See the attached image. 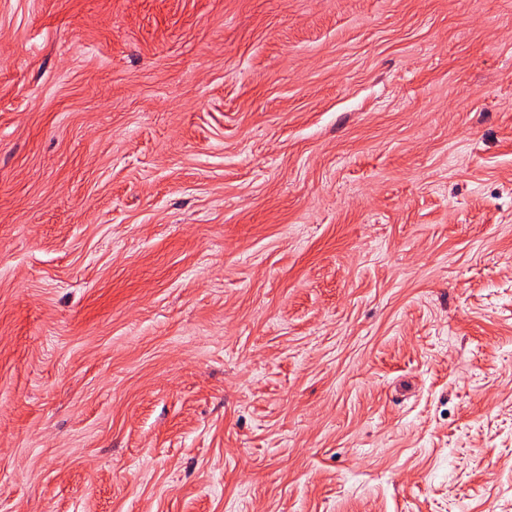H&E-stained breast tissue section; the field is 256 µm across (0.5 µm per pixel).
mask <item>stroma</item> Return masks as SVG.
I'll use <instances>...</instances> for the list:
<instances>
[{"label":"stroma","instance_id":"1","mask_svg":"<svg viewBox=\"0 0 512 512\" xmlns=\"http://www.w3.org/2000/svg\"><path fill=\"white\" fill-rule=\"evenodd\" d=\"M0 512H512V0H0Z\"/></svg>","mask_w":512,"mask_h":512}]
</instances>
